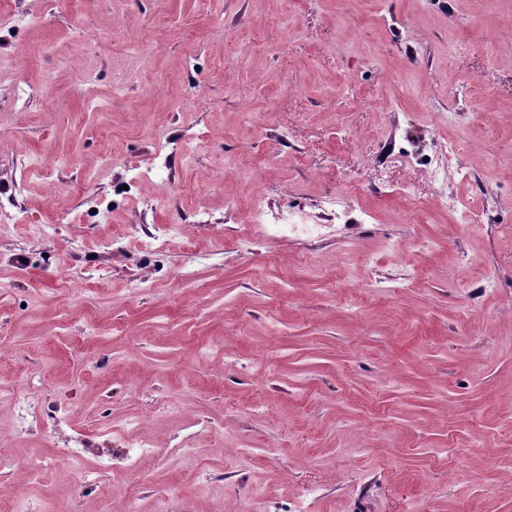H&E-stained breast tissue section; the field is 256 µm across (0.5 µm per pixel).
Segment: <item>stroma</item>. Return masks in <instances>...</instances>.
I'll return each mask as SVG.
<instances>
[{
	"mask_svg": "<svg viewBox=\"0 0 512 512\" xmlns=\"http://www.w3.org/2000/svg\"><path fill=\"white\" fill-rule=\"evenodd\" d=\"M12 195L0 512H512V0H0ZM251 223L261 224L270 235H288L302 238H315L322 232V224L307 223L296 214H285L279 209L260 203L251 214ZM177 228L173 225H165L157 227L155 232L151 235L144 237L140 245L143 249L156 250L164 248L168 245V242L177 238Z\"/></svg>",
	"mask_w": 512,
	"mask_h": 512,
	"instance_id": "stroma-1",
	"label": "stroma"
}]
</instances>
